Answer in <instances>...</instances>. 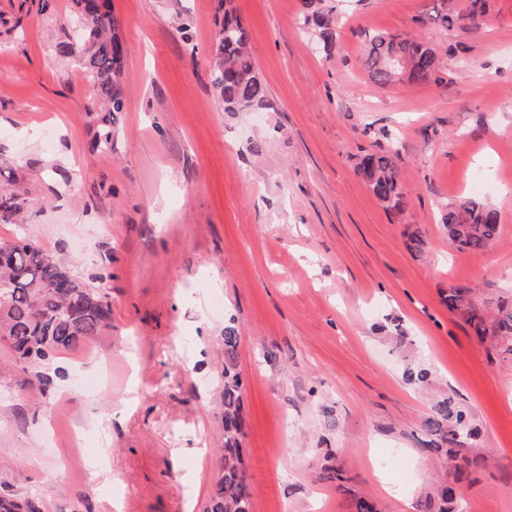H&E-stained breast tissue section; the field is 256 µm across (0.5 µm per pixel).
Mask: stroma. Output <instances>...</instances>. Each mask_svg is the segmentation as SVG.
<instances>
[{
  "instance_id": "stroma-1",
  "label": "stroma",
  "mask_w": 512,
  "mask_h": 512,
  "mask_svg": "<svg viewBox=\"0 0 512 512\" xmlns=\"http://www.w3.org/2000/svg\"><path fill=\"white\" fill-rule=\"evenodd\" d=\"M433 4L340 0L327 54L300 0H230L271 103L231 113L211 85L218 0H112L125 101L96 151V89L59 52L72 0H0V166L26 178V236L105 276L112 309L45 388L0 345L1 489L45 512H204L231 321L253 512H416L442 481L458 512H512V355L488 361L444 303L452 285L512 295V0L450 31L419 24ZM376 32L445 51L439 81L374 83ZM368 153L395 156L402 215L358 174ZM462 197L499 214L486 250L448 245L441 208ZM105 370L102 391L77 386ZM450 396L473 428L463 455L483 458L464 475L424 443ZM101 448L112 479L95 486Z\"/></svg>"
}]
</instances>
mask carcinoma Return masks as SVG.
I'll use <instances>...</instances> for the list:
<instances>
[{
	"label": "carcinoma",
	"instance_id": "carcinoma-1",
	"mask_svg": "<svg viewBox=\"0 0 512 512\" xmlns=\"http://www.w3.org/2000/svg\"><path fill=\"white\" fill-rule=\"evenodd\" d=\"M304 24L312 26L317 43L328 47L336 41L335 9L321 0H301ZM489 0H466L459 11L446 5L426 14V20L445 30L460 21L486 15ZM74 23L80 40L61 44L63 55L80 46L86 74L94 82L103 113L99 114L91 146L112 148V113L123 111L124 86L121 64L125 44L118 35L119 21L111 14L109 0H74ZM248 33L232 13L224 12L216 22L213 37L211 85L226 112H256L268 106L266 90L248 50ZM365 67L370 78L386 86L399 80L425 82L441 69L438 50L411 36L375 33ZM373 196L392 212H404L406 196L398 167L392 156L369 154L359 164ZM28 190L23 178L12 175L0 180V223L23 228ZM448 241L459 251L489 248L499 234L495 209L462 198L442 210ZM8 251L0 261V343L9 345L16 364L38 366L82 342L96 339L111 322V305L104 284H94L71 273L52 253L20 233L0 240ZM448 309L469 326L486 349L512 352V301L493 303L474 295L465 286L452 287ZM238 329L224 327V448L220 449L221 470L206 512H252L244 442L248 422L243 409L244 382L236 363ZM434 450L446 443L448 459L461 454L452 435L471 432L467 413L453 397L435 405L426 423ZM456 488L444 485L437 496L419 501V512H455ZM0 512H43V503L31 497L0 493Z\"/></svg>",
	"mask_w": 512,
	"mask_h": 512
}]
</instances>
